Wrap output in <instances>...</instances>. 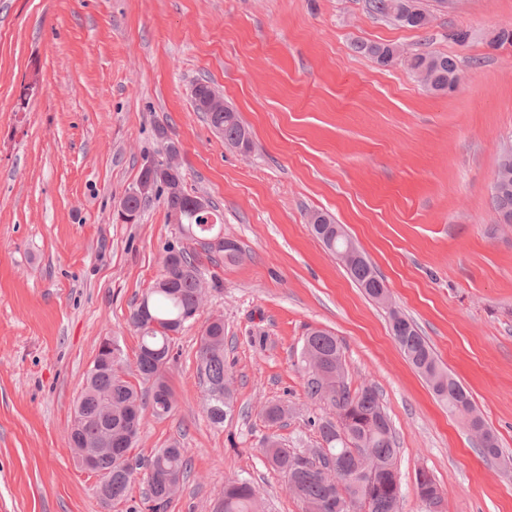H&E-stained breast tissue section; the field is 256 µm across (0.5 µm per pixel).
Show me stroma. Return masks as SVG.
Masks as SVG:
<instances>
[{
    "label": "stroma",
    "mask_w": 512,
    "mask_h": 512,
    "mask_svg": "<svg viewBox=\"0 0 512 512\" xmlns=\"http://www.w3.org/2000/svg\"><path fill=\"white\" fill-rule=\"evenodd\" d=\"M436 21L401 27L365 0H0V512H127L98 494L69 449L74 402L104 339L134 368L130 316L162 273L179 226L161 199L134 222L119 203L164 138L180 147L188 192L217 202L240 263L218 277L178 335L170 415H143L135 453L180 443L191 472L166 512H213L225 482L250 479L263 512H303L261 448L317 447L309 421L331 409L306 393L308 329L342 342L347 381L375 385L400 448V512H426V470L444 512H512V466L483 459L462 421L405 360L386 309L311 234L329 213L383 277L441 365L471 393L512 457V231L491 190L512 141V0H422ZM469 31L466 44L449 39ZM360 42L457 59L461 84L426 92L402 62ZM252 132L249 153L195 112L199 79ZM224 319L235 410H204L196 352ZM288 405L284 423L260 412Z\"/></svg>",
    "instance_id": "1"
}]
</instances>
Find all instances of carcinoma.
Here are the masks:
<instances>
[{
    "label": "carcinoma",
    "mask_w": 512,
    "mask_h": 512,
    "mask_svg": "<svg viewBox=\"0 0 512 512\" xmlns=\"http://www.w3.org/2000/svg\"><path fill=\"white\" fill-rule=\"evenodd\" d=\"M404 0H366L374 16L400 26L425 29L428 15L420 10L407 14ZM359 52L381 66L396 60L430 92L441 94L454 89L460 76L456 58L434 52L402 55L391 44L362 43ZM196 111L209 126L223 128L224 143L247 153L252 147L249 128L238 113L224 103L223 96L212 95L205 80L193 87ZM165 195L164 204L179 224L182 235L192 246L172 252L166 247L163 273L141 301L147 306L155 326L145 331L138 324V311L131 321L140 330L136 376L150 383L149 394L142 393L122 367V357L98 349L95 364L88 371L86 384L74 405L69 443L76 461L86 451L95 455L89 472L98 477L97 491L106 501L119 505L127 501L134 475L145 469L148 484L143 506L149 512H163L180 491L190 471L187 450L174 443L158 448L147 459L134 458L141 419L146 409L163 417L172 411L174 394L166 378V368L173 359L172 343L187 318L198 314L206 291L215 282L203 277L201 258L217 264L219 259L234 264L242 260V250L235 245L218 252L203 245L207 240L224 237L222 218L214 203L203 216L193 208V194L183 185L181 171L166 181L154 183L141 196L124 195L120 207L144 210L155 195ZM495 216L512 219V156L500 157L491 197ZM312 234L331 254L347 250L350 237L343 227L322 211L307 215ZM352 280L374 302L388 292L384 279L365 254L346 266ZM391 332L409 364L426 380L434 395L448 411L462 418L475 434L483 458L505 459L497 436L477 411L464 386L439 363L427 339L416 323L396 308L388 309ZM307 369L308 395L334 410V417L312 419L322 440L318 449L323 466L306 463L295 448H286L270 438L262 448L270 466L282 473L289 488L303 505V512H399L401 487L395 478L399 449L392 422L380 400L376 386L365 385L354 391L345 381V359L341 342L333 334L308 330L301 349ZM197 375L205 394L207 414L221 425L234 404L233 378L224 359V320H208L196 352ZM259 492L253 482L238 479L224 484L216 512H255Z\"/></svg>",
    "instance_id": "carcinoma-1"
}]
</instances>
